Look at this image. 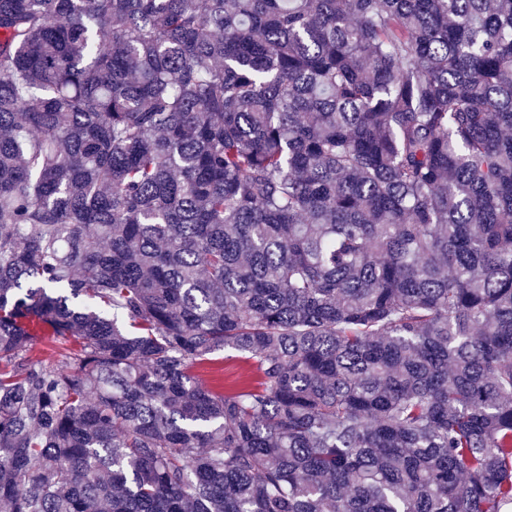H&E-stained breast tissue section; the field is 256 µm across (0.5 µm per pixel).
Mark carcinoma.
I'll use <instances>...</instances> for the list:
<instances>
[{
    "mask_svg": "<svg viewBox=\"0 0 512 512\" xmlns=\"http://www.w3.org/2000/svg\"><path fill=\"white\" fill-rule=\"evenodd\" d=\"M0 504L512 512V0H0ZM238 354L230 351L212 355L213 360L205 361L193 369V373L203 379L206 384L213 383L214 379L223 378L227 388L233 387L243 377L250 375L256 378L254 368L237 357Z\"/></svg>",
    "mask_w": 512,
    "mask_h": 512,
    "instance_id": "obj_1",
    "label": "carcinoma"
}]
</instances>
